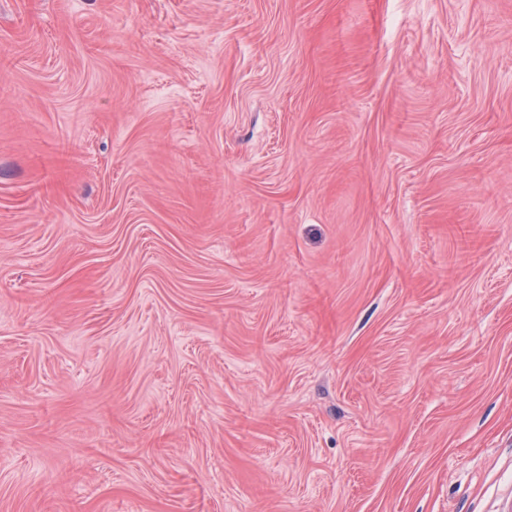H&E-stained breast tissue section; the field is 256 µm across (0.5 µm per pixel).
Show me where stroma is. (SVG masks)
Instances as JSON below:
<instances>
[{
    "label": "stroma",
    "mask_w": 512,
    "mask_h": 512,
    "mask_svg": "<svg viewBox=\"0 0 512 512\" xmlns=\"http://www.w3.org/2000/svg\"><path fill=\"white\" fill-rule=\"evenodd\" d=\"M0 512H512V0H0Z\"/></svg>",
    "instance_id": "obj_1"
}]
</instances>
